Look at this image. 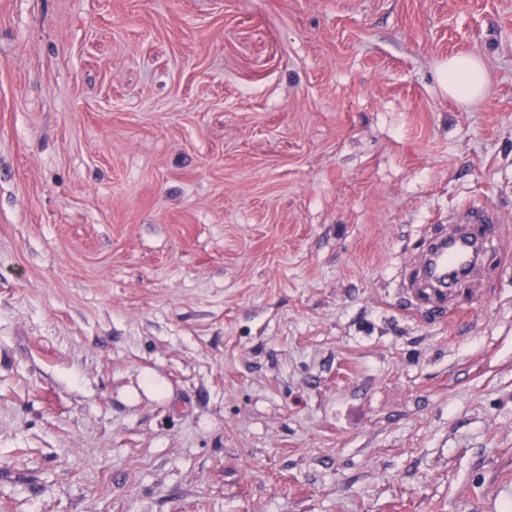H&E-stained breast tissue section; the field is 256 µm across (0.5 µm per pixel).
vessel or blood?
I'll list each match as a JSON object with an SVG mask.
<instances>
[{"label": "vessel or blood", "instance_id": "b4317fda", "mask_svg": "<svg viewBox=\"0 0 512 512\" xmlns=\"http://www.w3.org/2000/svg\"><path fill=\"white\" fill-rule=\"evenodd\" d=\"M497 218L484 209L468 208L449 216L445 235L431 241L419 261L422 285L406 291L408 302L441 307L457 287L480 269L487 237L475 225L493 224Z\"/></svg>", "mask_w": 512, "mask_h": 512}]
</instances>
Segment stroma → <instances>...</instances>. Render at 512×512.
Here are the masks:
<instances>
[{
	"mask_svg": "<svg viewBox=\"0 0 512 512\" xmlns=\"http://www.w3.org/2000/svg\"><path fill=\"white\" fill-rule=\"evenodd\" d=\"M0 512H512V0H0ZM440 85L448 96L468 105L475 104L487 89L483 63L473 56H458L439 66ZM496 216L485 209L468 208L448 217V233L431 241L419 261L425 288H407L409 304L444 307L457 287L480 269L488 238L472 225L496 224Z\"/></svg>",
	"mask_w": 512,
	"mask_h": 512,
	"instance_id": "obj_1",
	"label": "stroma"
}]
</instances>
